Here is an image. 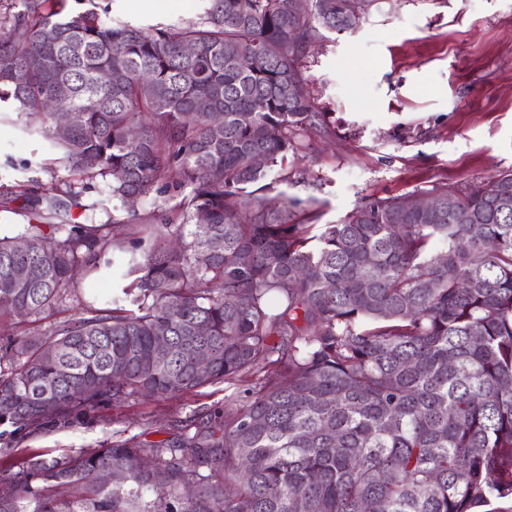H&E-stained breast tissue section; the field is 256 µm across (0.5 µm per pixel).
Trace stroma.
Here are the masks:
<instances>
[{
	"instance_id": "1",
	"label": "stroma",
	"mask_w": 512,
	"mask_h": 512,
	"mask_svg": "<svg viewBox=\"0 0 512 512\" xmlns=\"http://www.w3.org/2000/svg\"><path fill=\"white\" fill-rule=\"evenodd\" d=\"M115 20L144 27L199 22L205 0H99ZM305 75L334 132L288 157L289 182L269 196L299 200L297 224H333L364 198L448 183L470 188L512 169V0H379L355 30L312 48ZM61 153L27 133L0 106V197L25 185L53 192L66 171ZM119 277L84 281L63 309L25 325L38 337L88 306L119 294ZM215 385L180 398L113 400L66 425L48 424L14 444L17 455L91 450L138 436H177L176 422L198 407H224Z\"/></svg>"
}]
</instances>
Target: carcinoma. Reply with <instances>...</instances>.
<instances>
[{
	"instance_id": "obj_1",
	"label": "carcinoma",
	"mask_w": 512,
	"mask_h": 512,
	"mask_svg": "<svg viewBox=\"0 0 512 512\" xmlns=\"http://www.w3.org/2000/svg\"><path fill=\"white\" fill-rule=\"evenodd\" d=\"M66 2L0 14V104L110 196L179 201L110 224L88 215L55 241L79 206L72 183L21 191L28 223L0 237V319L20 329L17 316L59 308L115 265L125 285L0 351V453L113 398L262 378L222 412L192 411L175 441L28 457L0 474V512H478L512 497V170L470 191L433 186V212L369 198L312 236L290 223L288 196L256 191L290 181L288 153L333 135L303 66L312 44L356 28L350 0L301 14L293 0H206L176 31ZM59 85L81 115L63 137L44 110Z\"/></svg>"
}]
</instances>
